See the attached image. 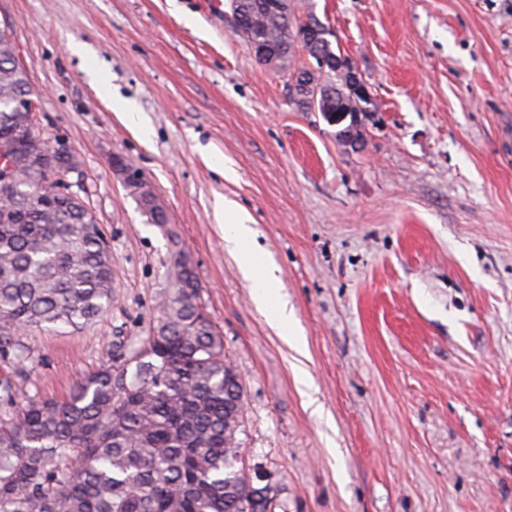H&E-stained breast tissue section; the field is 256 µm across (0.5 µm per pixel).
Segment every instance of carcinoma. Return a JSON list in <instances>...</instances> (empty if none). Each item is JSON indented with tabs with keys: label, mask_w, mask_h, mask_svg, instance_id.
Segmentation results:
<instances>
[{
	"label": "carcinoma",
	"mask_w": 512,
	"mask_h": 512,
	"mask_svg": "<svg viewBox=\"0 0 512 512\" xmlns=\"http://www.w3.org/2000/svg\"><path fill=\"white\" fill-rule=\"evenodd\" d=\"M264 0H239L243 38L288 45V74L301 51L328 53L325 43L289 44L292 22L265 11ZM331 95H318L328 123L377 109L337 72ZM33 95L11 36L0 33V140L17 143L21 178L0 194V357H23L17 336L62 324L75 330L110 309L112 253L86 198L53 192L68 159L28 151L34 117L15 104ZM153 224L165 209L135 195ZM158 318L140 345L120 343L112 361L80 379L69 396L29 398L14 407L9 378L0 379V512H272L277 490L257 487L240 466L242 390L224 363V340L202 305L194 267L170 253Z\"/></svg>",
	"instance_id": "carcinoma-1"
}]
</instances>
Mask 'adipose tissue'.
Instances as JSON below:
<instances>
[{
  "mask_svg": "<svg viewBox=\"0 0 512 512\" xmlns=\"http://www.w3.org/2000/svg\"><path fill=\"white\" fill-rule=\"evenodd\" d=\"M220 210L224 217V247L236 257L242 272L252 278L257 306L270 311L273 322L287 341L300 344L302 338L292 326L288 303L280 296L277 278L255 245L252 227L246 224L243 213L235 205L226 203Z\"/></svg>",
  "mask_w": 512,
  "mask_h": 512,
  "instance_id": "adipose-tissue-1",
  "label": "adipose tissue"
}]
</instances>
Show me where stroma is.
<instances>
[{"label":"stroma","instance_id":"1","mask_svg":"<svg viewBox=\"0 0 512 512\" xmlns=\"http://www.w3.org/2000/svg\"><path fill=\"white\" fill-rule=\"evenodd\" d=\"M296 2L379 104L360 148L297 111L210 0H0L40 135L82 163L68 180L88 192L119 296L80 330L22 332L27 357L0 359V377L20 401L67 397L115 343L147 335L176 245L275 512H512V0ZM116 157L153 185L168 229ZM224 200L276 267L303 348L225 250Z\"/></svg>","mask_w":512,"mask_h":512}]
</instances>
